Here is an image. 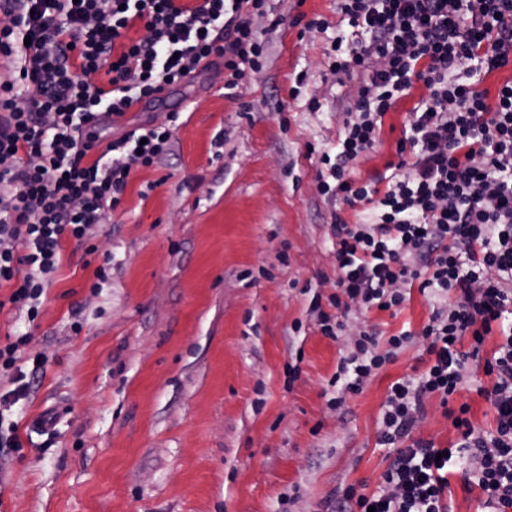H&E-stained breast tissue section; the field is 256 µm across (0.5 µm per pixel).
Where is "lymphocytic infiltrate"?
Segmentation results:
<instances>
[{
  "instance_id": "lymphocytic-infiltrate-1",
  "label": "lymphocytic infiltrate",
  "mask_w": 512,
  "mask_h": 512,
  "mask_svg": "<svg viewBox=\"0 0 512 512\" xmlns=\"http://www.w3.org/2000/svg\"><path fill=\"white\" fill-rule=\"evenodd\" d=\"M264 0H0V284L10 304L36 318L61 263L64 239L85 243L119 204L132 171L167 149L169 126L107 140L105 115L154 99L220 59L230 81L258 67L264 45L250 16ZM341 20L367 40L333 42V72L365 77L356 110L344 123L336 156L322 154L325 194L348 206L371 203L367 221H337L338 289L332 303L382 311L405 301L403 285L453 295L422 334L428 367L391 384L380 440L399 450L383 474L384 491L355 495L357 512H448L444 492L456 450L469 451L465 482L494 512H512V80L496 98L475 72L512 66V0H336ZM144 35L132 38L133 28ZM422 83L426 98L409 114L398 152L411 156L400 178L376 175L357 185L345 165L375 148L382 118ZM503 338L483 370L494 383L492 439L475 435L461 405L453 420L457 449H437L411 433L431 396L448 400L463 386L468 361L492 331ZM361 335L343 360L346 387L365 379L410 342Z\"/></svg>"
}]
</instances>
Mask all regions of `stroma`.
I'll return each instance as SVG.
<instances>
[{
  "label": "stroma",
  "mask_w": 512,
  "mask_h": 512,
  "mask_svg": "<svg viewBox=\"0 0 512 512\" xmlns=\"http://www.w3.org/2000/svg\"><path fill=\"white\" fill-rule=\"evenodd\" d=\"M252 24L261 64L233 89L219 61L105 130L168 123L172 139L88 246L64 240L36 320L0 309V344L30 335L17 352L28 395L11 409L22 448L0 447V512H340L347 488L381 490L396 455L379 440L388 388L425 371L420 332L447 299L414 287L398 310L355 306L338 335L323 334L333 224L363 219L318 179L316 156L335 152L362 80L332 73L329 51L362 31L340 22L336 0H266ZM424 93L415 86L385 114L377 146L348 166L353 179L400 162ZM373 328L383 351L387 337L413 339L341 395L340 358ZM471 370L448 407L468 404L489 437L494 379L482 363ZM444 410L431 397L414 437L455 443Z\"/></svg>",
  "instance_id": "obj_1"
}]
</instances>
